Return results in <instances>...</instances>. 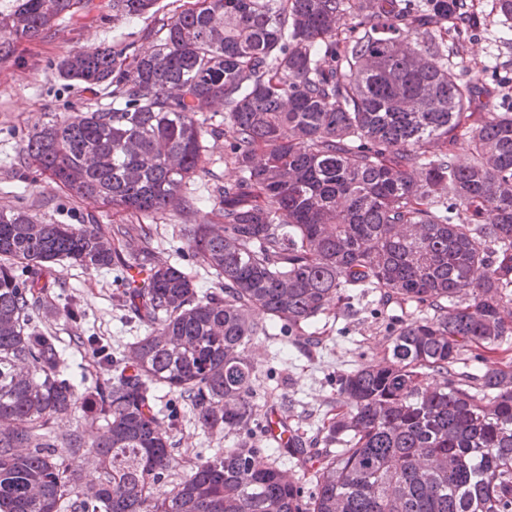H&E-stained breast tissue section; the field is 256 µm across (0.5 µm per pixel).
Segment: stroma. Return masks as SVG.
Masks as SVG:
<instances>
[{
  "label": "stroma",
  "instance_id": "obj_1",
  "mask_svg": "<svg viewBox=\"0 0 512 512\" xmlns=\"http://www.w3.org/2000/svg\"><path fill=\"white\" fill-rule=\"evenodd\" d=\"M190 3L158 0L156 12L116 23L112 20V0H83L82 8L62 15L41 37L15 43L9 57L0 60V210H22L46 224L93 220L109 227L137 223L132 213L71 198L47 175L25 165L23 149L34 128L63 115L112 103L111 90L90 92L64 78L59 71L64 58L98 46L150 50L153 41L149 32ZM476 5L479 24L468 33L448 34V45L455 51L450 62L464 76L479 74L491 101L504 111L512 108V29L500 21L494 0H476ZM207 145L205 173L183 189L184 195L195 198V210L158 215L152 221L155 252L190 274L203 294L216 291L218 284L200 261L188 255L181 229L186 224L220 223L213 186L237 177L236 170L224 163L223 140L211 139ZM126 276V270L118 266H57L56 283L34 318L37 326L58 337L65 350L63 375L78 389L92 386L103 373L88 352L74 346V338L93 335L113 352L121 353L146 332L121 305ZM70 300L80 305L82 320L69 317L65 304ZM355 306L357 315H347L339 308L316 323L322 339L319 346L297 345L282 335L259 336L246 350L255 367L257 393L269 394V406L284 411L305 439H319L324 422L335 414L339 375L367 359L383 358L388 327L416 315L414 306L383 302L371 291L358 294ZM158 406L177 412L178 421L170 434L176 448L188 455L208 457L237 441L236 436L201 428L169 389H159Z\"/></svg>",
  "mask_w": 512,
  "mask_h": 512
}]
</instances>
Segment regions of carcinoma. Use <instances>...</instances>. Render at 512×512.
<instances>
[{
	"instance_id": "obj_1",
	"label": "carcinoma",
	"mask_w": 512,
	"mask_h": 512,
	"mask_svg": "<svg viewBox=\"0 0 512 512\" xmlns=\"http://www.w3.org/2000/svg\"><path fill=\"white\" fill-rule=\"evenodd\" d=\"M79 3L10 0L0 59ZM155 4L112 0V20ZM475 17L468 0H196L148 53L60 62L85 89L112 88L111 108L29 134L24 162L71 195L146 217L189 211L182 190L209 137H224L240 176L215 189L221 223L184 226L220 291L201 296L179 268L139 263L145 278L123 303L146 333L120 356L77 337L109 368L81 393L32 313L55 265L126 266L116 243L137 238L149 256L151 225L0 211V512H512V365L455 372L464 350L495 354L512 336V111H475L485 87L448 66V25ZM355 288L423 313L391 330L386 357L340 376L315 491L304 496L275 457L258 465L246 441L165 489L184 458L156 387L207 431L267 441L245 346L277 330L317 345L319 317L339 302L357 313ZM78 409L99 423L92 442L52 428ZM60 448L95 455L91 492Z\"/></svg>"
}]
</instances>
